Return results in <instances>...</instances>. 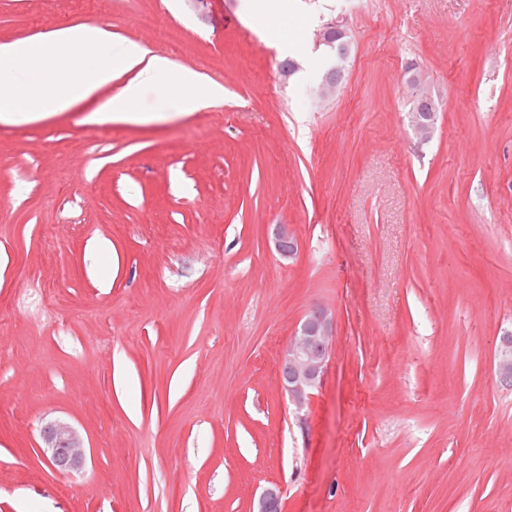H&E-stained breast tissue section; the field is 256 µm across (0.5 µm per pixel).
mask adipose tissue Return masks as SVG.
Listing matches in <instances>:
<instances>
[{
    "label": "adipose tissue",
    "mask_w": 512,
    "mask_h": 512,
    "mask_svg": "<svg viewBox=\"0 0 512 512\" xmlns=\"http://www.w3.org/2000/svg\"><path fill=\"white\" fill-rule=\"evenodd\" d=\"M131 70L135 78L94 111L92 121L146 120L140 102L148 89L158 92L163 111L195 112L224 99L222 84L141 43L125 42L116 52L107 28L67 26L0 44V122L26 124L65 111Z\"/></svg>",
    "instance_id": "obj_1"
}]
</instances>
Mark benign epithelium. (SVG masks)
<instances>
[{"label":"benign epithelium","instance_id":"benign-epithelium-1","mask_svg":"<svg viewBox=\"0 0 512 512\" xmlns=\"http://www.w3.org/2000/svg\"><path fill=\"white\" fill-rule=\"evenodd\" d=\"M417 108L429 112L430 104L419 100ZM430 121L421 123L416 131L421 140H428L436 125V113L429 112ZM273 244L279 257L293 259L298 251L294 232L287 224L275 225ZM334 319L330 313L317 309L299 323L281 358L280 384L290 402L298 409L308 403L314 390L321 386L329 361V338L333 335ZM500 380L512 381V336L503 338L497 356ZM39 453L57 473H71L83 468L86 460L84 441L69 423L51 421L41 429ZM281 494L277 487L265 490L258 501L257 512H279Z\"/></svg>","mask_w":512,"mask_h":512}]
</instances>
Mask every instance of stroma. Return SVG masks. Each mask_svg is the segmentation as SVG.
<instances>
[{"mask_svg":"<svg viewBox=\"0 0 512 512\" xmlns=\"http://www.w3.org/2000/svg\"><path fill=\"white\" fill-rule=\"evenodd\" d=\"M249 3L0 0V43L96 24L224 86L89 122L128 71L0 123V512H255L271 485L282 512H512V0ZM332 16L352 53L317 101ZM412 61L441 103L422 146ZM316 307L336 329L299 413L279 364ZM49 420L82 470L38 459ZM273 244L279 257L285 261L293 259L297 254V238L288 224L275 225ZM43 445L39 453L56 473H71L83 468L86 447L79 432L61 420L48 422L41 429Z\"/></svg>","mask_w":512,"mask_h":512,"instance_id":"stroma-1","label":"stroma"}]
</instances>
